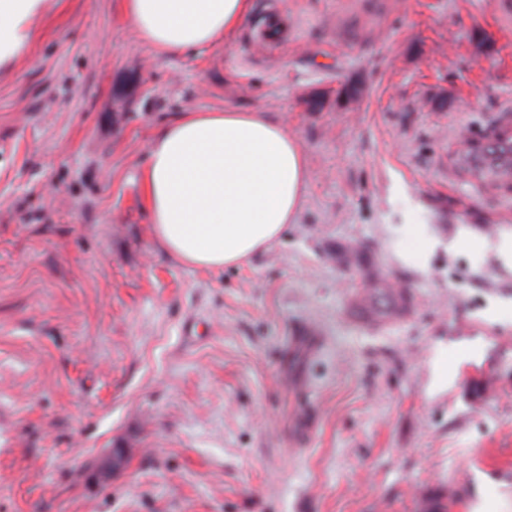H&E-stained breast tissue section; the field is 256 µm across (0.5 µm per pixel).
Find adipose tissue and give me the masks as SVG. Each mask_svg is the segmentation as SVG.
Masks as SVG:
<instances>
[{"label":"adipose tissue","mask_w":512,"mask_h":512,"mask_svg":"<svg viewBox=\"0 0 512 512\" xmlns=\"http://www.w3.org/2000/svg\"><path fill=\"white\" fill-rule=\"evenodd\" d=\"M143 42L162 52L230 39L251 0H121ZM46 0H0V64L30 42ZM309 178L306 153L259 112H188L150 143L145 189L153 234L183 264L239 265L293 223Z\"/></svg>","instance_id":"adipose-tissue-1"}]
</instances>
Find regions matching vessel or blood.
<instances>
[{"label":"vessel or blood","instance_id":"obj_1","mask_svg":"<svg viewBox=\"0 0 512 512\" xmlns=\"http://www.w3.org/2000/svg\"><path fill=\"white\" fill-rule=\"evenodd\" d=\"M453 170L477 184L512 186V116L502 115L485 135L461 138Z\"/></svg>","mask_w":512,"mask_h":512}]
</instances>
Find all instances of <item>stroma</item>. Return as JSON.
<instances>
[{
	"instance_id": "1",
	"label": "stroma",
	"mask_w": 512,
	"mask_h": 512,
	"mask_svg": "<svg viewBox=\"0 0 512 512\" xmlns=\"http://www.w3.org/2000/svg\"><path fill=\"white\" fill-rule=\"evenodd\" d=\"M496 2L253 0L161 54L118 0H48L0 66V512H512V190L449 170L512 104ZM227 109L285 123L309 183L211 271L162 250L143 177L176 116ZM372 274L413 307L370 323ZM434 246L435 241L432 238L417 233L413 246L400 251L399 256L405 263L423 268L424 265L420 262L421 255L430 252Z\"/></svg>"
}]
</instances>
